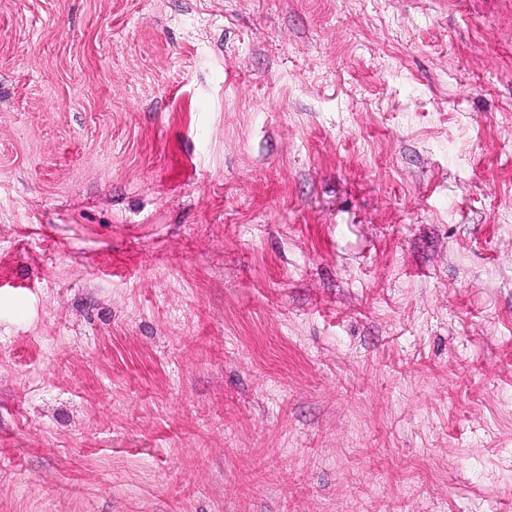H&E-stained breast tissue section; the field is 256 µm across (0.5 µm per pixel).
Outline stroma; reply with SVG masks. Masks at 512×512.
I'll return each mask as SVG.
<instances>
[{
	"instance_id": "1",
	"label": "stroma",
	"mask_w": 512,
	"mask_h": 512,
	"mask_svg": "<svg viewBox=\"0 0 512 512\" xmlns=\"http://www.w3.org/2000/svg\"><path fill=\"white\" fill-rule=\"evenodd\" d=\"M0 512H512V0H0Z\"/></svg>"
}]
</instances>
